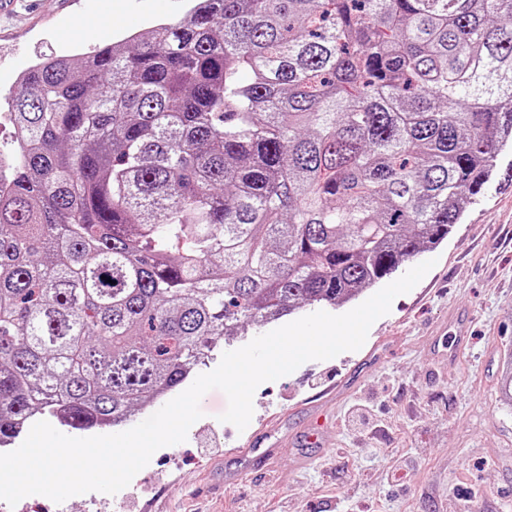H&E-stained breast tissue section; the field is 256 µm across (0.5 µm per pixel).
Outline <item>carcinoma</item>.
Masks as SVG:
<instances>
[{
    "instance_id": "obj_1",
    "label": "carcinoma",
    "mask_w": 512,
    "mask_h": 512,
    "mask_svg": "<svg viewBox=\"0 0 512 512\" xmlns=\"http://www.w3.org/2000/svg\"><path fill=\"white\" fill-rule=\"evenodd\" d=\"M132 40L11 97L0 446L119 425L245 326L357 299L512 145V0H191Z\"/></svg>"
}]
</instances>
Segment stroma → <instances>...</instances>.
I'll list each match as a JSON object with an SVG mask.
<instances>
[{"instance_id": "35a3bbf8", "label": "stroma", "mask_w": 512, "mask_h": 512, "mask_svg": "<svg viewBox=\"0 0 512 512\" xmlns=\"http://www.w3.org/2000/svg\"><path fill=\"white\" fill-rule=\"evenodd\" d=\"M0 12V113L40 55H81L181 18L187 0H16ZM434 267L369 329L364 345L303 363L260 384L244 430L220 417L219 390L200 402L185 442L157 450L116 494L55 503L30 495L0 512H512V408L497 381L512 360V148L437 247ZM473 315L466 347L433 348L448 311ZM329 420L328 445L297 463L310 417ZM277 449L271 467L237 484L224 471L250 441Z\"/></svg>"}]
</instances>
